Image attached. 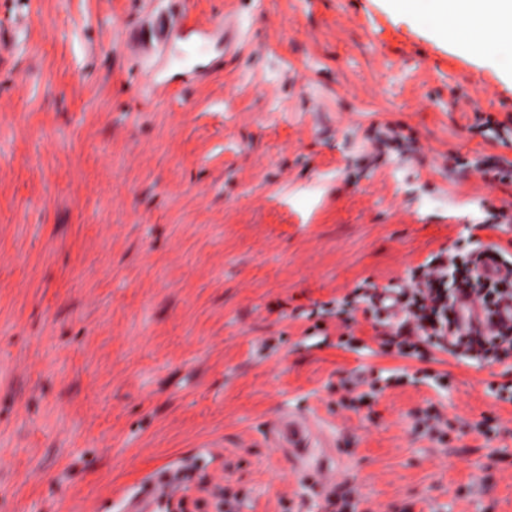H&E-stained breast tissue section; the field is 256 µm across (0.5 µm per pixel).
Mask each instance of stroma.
Wrapping results in <instances>:
<instances>
[{
    "label": "stroma",
    "instance_id": "stroma-1",
    "mask_svg": "<svg viewBox=\"0 0 512 512\" xmlns=\"http://www.w3.org/2000/svg\"><path fill=\"white\" fill-rule=\"evenodd\" d=\"M159 15L167 43L129 55ZM479 112L512 115L493 52L388 0H0V512H121L189 457L239 512H321L320 472L278 438L288 413L369 512H512V404L490 392L512 373L386 354L361 312L346 349L315 315L486 208L512 216V181L467 165L512 160V139L470 132ZM387 125L417 153L361 167ZM403 366L451 385L337 408L341 378ZM430 402L446 441L412 430Z\"/></svg>",
    "mask_w": 512,
    "mask_h": 512
}]
</instances>
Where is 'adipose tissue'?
<instances>
[{"instance_id": "ef3b65f1", "label": "adipose tissue", "mask_w": 512, "mask_h": 512, "mask_svg": "<svg viewBox=\"0 0 512 512\" xmlns=\"http://www.w3.org/2000/svg\"><path fill=\"white\" fill-rule=\"evenodd\" d=\"M408 7L427 13L438 32H463L464 51L492 47L501 69L512 74V0H409Z\"/></svg>"}]
</instances>
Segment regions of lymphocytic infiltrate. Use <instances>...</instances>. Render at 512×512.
<instances>
[{
    "label": "lymphocytic infiltrate",
    "instance_id": "lymphocytic-infiltrate-1",
    "mask_svg": "<svg viewBox=\"0 0 512 512\" xmlns=\"http://www.w3.org/2000/svg\"><path fill=\"white\" fill-rule=\"evenodd\" d=\"M483 247L478 238L459 240L415 267L402 284L354 288L337 301L336 314L349 317L368 304L386 347L404 358H421L430 346L458 360L511 369L512 323L495 317L502 303L512 301V274H478Z\"/></svg>",
    "mask_w": 512,
    "mask_h": 512
}]
</instances>
